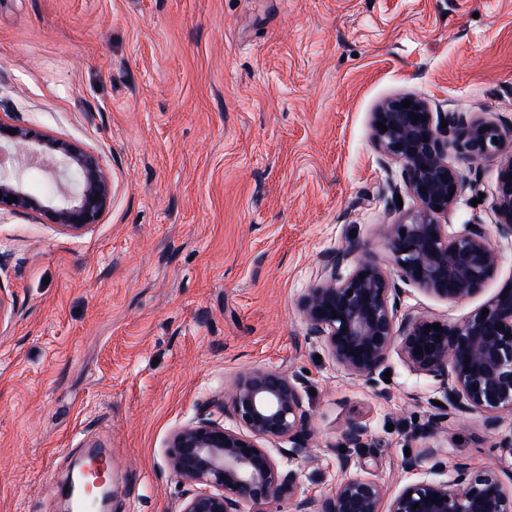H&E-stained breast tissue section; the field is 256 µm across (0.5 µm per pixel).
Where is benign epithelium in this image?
I'll use <instances>...</instances> for the list:
<instances>
[{"label":"benign epithelium","mask_w":512,"mask_h":512,"mask_svg":"<svg viewBox=\"0 0 512 512\" xmlns=\"http://www.w3.org/2000/svg\"><path fill=\"white\" fill-rule=\"evenodd\" d=\"M405 100L410 107H401ZM371 138L384 159L402 166L403 184L392 187V196L405 193L417 207L384 225L395 271L360 258L365 245L356 240L325 258L322 276L299 303L306 339L320 342L337 366L369 384L384 373L393 350L413 371L439 380L441 405L422 427L429 434L475 413L494 429L502 413H512V280L459 324L404 313L402 299L408 288L444 301L469 299L496 275L499 257L486 225L477 220L451 231L441 223L465 188L481 193L478 181L448 164V150L471 164L498 157L512 146V123L433 112L421 97L397 95L372 113ZM32 164L54 175L59 193L39 198L25 189L22 170ZM111 198L112 180L95 156L0 116V209L39 213L77 235L99 221ZM492 211L497 234L512 239V153L500 167ZM434 324L443 330L426 329ZM208 405L235 426L201 416L172 432L165 449L169 470L191 487L179 512H243L245 506L264 512L284 497L295 500V512H512V473L467 463L456 464L450 480L412 481L394 494L373 477L348 475L321 500L300 496L297 473L269 448L288 443L278 449L288 461L311 455L301 380L285 371L241 372ZM365 434L366 427L351 420L343 439L359 449Z\"/></svg>","instance_id":"obj_1"}]
</instances>
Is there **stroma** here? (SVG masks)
<instances>
[{"label":"stroma","mask_w":512,"mask_h":512,"mask_svg":"<svg viewBox=\"0 0 512 512\" xmlns=\"http://www.w3.org/2000/svg\"><path fill=\"white\" fill-rule=\"evenodd\" d=\"M404 94L511 123L512 0H0V114L112 179L77 236L0 209V512H62L93 444L112 453L110 512H179L173 430L223 421L209 399L254 367L302 378L312 456L292 467L309 496L340 481L351 420L367 428L351 474L393 492L458 462L512 469V415L429 435L438 380L394 351L371 387L305 338L325 257L355 238L390 266L381 227L415 206L390 202L402 168L371 139L372 112ZM448 162L484 197L464 192L447 222L490 226L497 274L460 301L408 289L402 308L458 324L512 280V240L493 230L501 159Z\"/></svg>","instance_id":"stroma-1"}]
</instances>
